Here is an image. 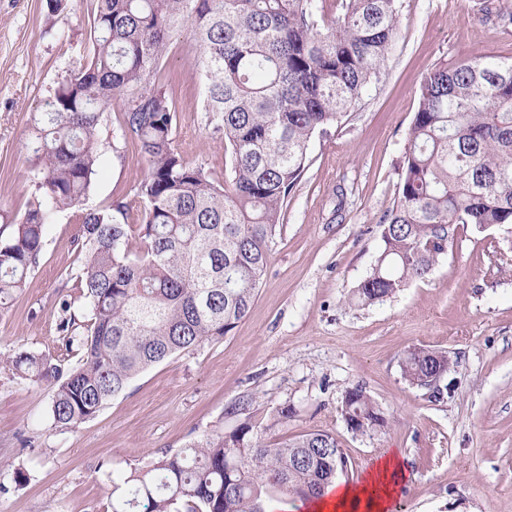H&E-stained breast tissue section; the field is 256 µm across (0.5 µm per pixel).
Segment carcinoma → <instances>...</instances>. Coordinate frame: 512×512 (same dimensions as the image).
I'll use <instances>...</instances> for the list:
<instances>
[{
  "mask_svg": "<svg viewBox=\"0 0 512 512\" xmlns=\"http://www.w3.org/2000/svg\"><path fill=\"white\" fill-rule=\"evenodd\" d=\"M399 0H341L329 25L318 0H96L92 48L63 79L52 111L34 120L31 171L41 196L0 238V309L23 290L43 254L54 211L78 212L77 279L88 319L59 326L80 361L64 368L19 350L17 378L54 387L56 427L93 418L131 379L172 355L224 337L250 312L288 195L310 139L325 133L380 81L396 34ZM190 31L206 79L203 109L228 145L224 179L174 146L176 108L154 78L171 35ZM121 101L123 126L149 170L140 224L127 206L84 207L99 158L105 112ZM471 225L512 234V60L468 55L422 78L398 201L383 248L352 293L382 302L425 279ZM448 353L414 347L403 378L437 400ZM350 406L362 435L388 419L360 387ZM347 468L336 437L316 431L272 443L245 420L163 453L147 471L112 477V512H266L271 501L318 498Z\"/></svg>",
  "mask_w": 512,
  "mask_h": 512,
  "instance_id": "cac0c4a2",
  "label": "carcinoma"
}]
</instances>
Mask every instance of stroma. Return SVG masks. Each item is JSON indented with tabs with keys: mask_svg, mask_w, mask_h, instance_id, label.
Masks as SVG:
<instances>
[{
	"mask_svg": "<svg viewBox=\"0 0 512 512\" xmlns=\"http://www.w3.org/2000/svg\"><path fill=\"white\" fill-rule=\"evenodd\" d=\"M94 9L95 0L56 10L47 0H0L2 236L37 193L25 145L58 83L84 63ZM471 53L512 59V20L498 0H401L382 81L335 131L309 142L250 314L226 336L149 367L94 418L63 430L51 418L52 386L18 379L8 364L21 349L59 355L61 320L85 309L66 284L80 265L79 220L70 209L53 213L39 266L0 311V512H112L113 474L246 419L273 442L333 433L350 484L397 452L406 480L391 512H512V244L496 228L456 229L426 280L376 304L349 300L398 200L421 78ZM195 56L182 31L161 62L177 108L174 145L220 177L226 145L202 110ZM121 112L106 113L86 205L123 200L136 224L148 162ZM413 347L448 352L452 396L429 401L403 379L400 359ZM358 386L388 418L384 430L348 429L341 405ZM285 406L292 414L282 420Z\"/></svg>",
	"mask_w": 512,
	"mask_h": 512,
	"instance_id": "obj_1",
	"label": "stroma"
}]
</instances>
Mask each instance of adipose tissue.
I'll use <instances>...</instances> for the list:
<instances>
[{
    "label": "adipose tissue",
    "instance_id": "ef3b65f1",
    "mask_svg": "<svg viewBox=\"0 0 512 512\" xmlns=\"http://www.w3.org/2000/svg\"><path fill=\"white\" fill-rule=\"evenodd\" d=\"M404 481L401 461L390 455L376 462L362 484L334 483L323 497L306 504L305 512H390Z\"/></svg>",
    "mask_w": 512,
    "mask_h": 512
}]
</instances>
